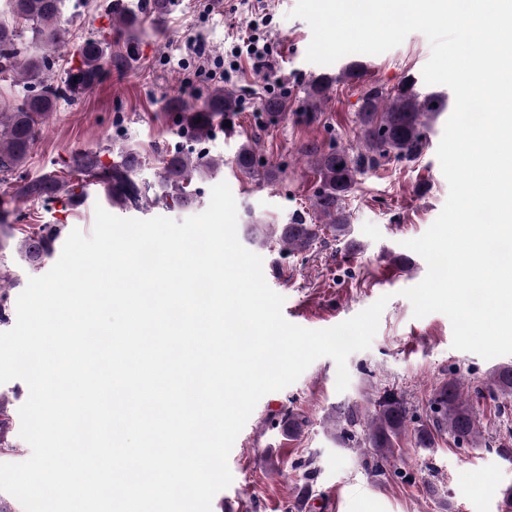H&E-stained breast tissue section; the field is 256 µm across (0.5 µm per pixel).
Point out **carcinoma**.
Listing matches in <instances>:
<instances>
[{"instance_id": "1", "label": "carcinoma", "mask_w": 512, "mask_h": 512, "mask_svg": "<svg viewBox=\"0 0 512 512\" xmlns=\"http://www.w3.org/2000/svg\"><path fill=\"white\" fill-rule=\"evenodd\" d=\"M64 0H9L10 18L0 19V79L7 74L22 89L13 101H0V173L18 174L10 198L0 196V227L9 229V217L19 219L16 210L8 205L21 199L48 202L61 191L73 199L82 197L76 189L94 185L102 189L106 198L125 209H141L148 202L168 205L193 203L189 187L197 178L217 174L224 160L207 155H193L182 150L168 152L162 159L158 188L138 178L143 156L132 147L118 151V160L109 164L100 153L92 150L75 155V172L82 184L66 182L53 173L27 178L19 171L25 168L32 146L41 126L55 111L60 100L71 102L100 84L104 76L114 70H127L135 58L137 32L142 16L150 14L156 20L163 18L171 0H146L133 8L127 4L116 9L113 26L128 32L125 50L112 51V32L99 31L79 44L73 52L62 54L66 48L61 25ZM30 34L29 45L20 48L24 34ZM66 58V67L60 83H49V72L55 59ZM360 75L356 64L346 67L336 77L321 75L308 84L305 111L316 112L326 99L331 85L342 79ZM238 97L234 91L217 87L199 106L189 107L179 98L168 107L176 113L178 123L186 127L195 139H204L211 133L215 119H224L237 111ZM448 109L446 100L437 93L421 94L412 78L404 80L389 91L371 85L362 97L358 112L361 143L365 153L354 156L344 148L312 145L305 155L313 164L318 179L312 193L313 207L326 219L324 224H308L293 218L287 224H249L246 235L250 242L262 247L278 245L290 253H303L312 248L323 234L333 232L340 239L350 233V213L346 200L357 183V177L367 168L393 156L415 160L423 153L431 122ZM201 122H196V119ZM236 170L252 176L260 165L256 148L243 143L233 159ZM64 229L62 224H40L18 241L16 252L33 270L53 252L55 242ZM493 400L512 399V366L497 368L489 378ZM372 410L366 411L358 403L343 404L331 409L326 421L336 442L346 448L356 445L364 450L377 473L384 471L399 451V442L408 436L417 448L434 447L435 435L446 433L458 444L478 445L477 423L469 402L463 398L461 383L450 379L436 389L429 401L428 422L417 421L404 400L391 390H385L368 400ZM10 401L0 394V451H15L13 425L9 415Z\"/></svg>"}]
</instances>
